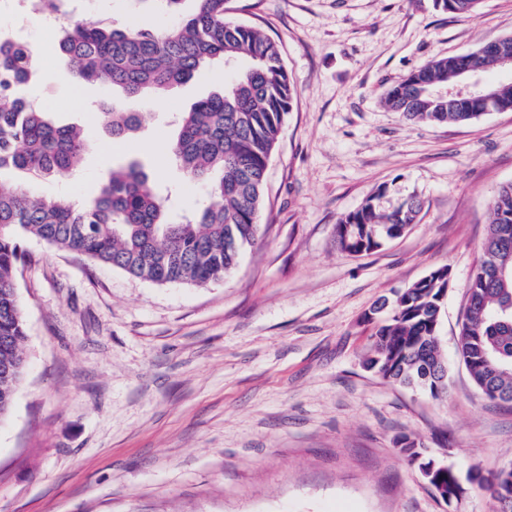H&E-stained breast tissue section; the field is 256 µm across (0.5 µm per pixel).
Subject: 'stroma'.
<instances>
[{
    "label": "stroma",
    "mask_w": 512,
    "mask_h": 512,
    "mask_svg": "<svg viewBox=\"0 0 512 512\" xmlns=\"http://www.w3.org/2000/svg\"><path fill=\"white\" fill-rule=\"evenodd\" d=\"M227 19L275 39L295 97L268 166L261 236L204 286L155 284L27 238L16 289L27 369L0 420V512H501L466 483L447 504L400 442L459 477L512 466V406L489 400L457 354L467 286L488 212L512 180V112L421 124L387 108L389 89L428 62L512 35V0L475 14L432 0H228ZM91 16L156 28L174 18L134 0ZM10 36L38 53L28 99L91 142L81 167L40 195L91 197L111 167L141 161L178 190L206 184L164 146L174 119L224 88V69L145 97L134 141L113 140L96 107L111 85L76 81L52 30L14 7ZM423 203L415 224L370 254L341 251L336 227L379 185ZM445 267L435 398L364 366L374 306Z\"/></svg>",
    "instance_id": "35a3bbf8"
}]
</instances>
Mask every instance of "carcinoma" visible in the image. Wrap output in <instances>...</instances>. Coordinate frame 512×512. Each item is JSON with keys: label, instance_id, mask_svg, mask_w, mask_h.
<instances>
[{"label": "carcinoma", "instance_id": "carcinoma-1", "mask_svg": "<svg viewBox=\"0 0 512 512\" xmlns=\"http://www.w3.org/2000/svg\"><path fill=\"white\" fill-rule=\"evenodd\" d=\"M193 8L172 26L113 27L72 20L57 36L59 50L79 81H107L130 101L162 96L171 87L221 63L232 72L224 90L179 113L178 133L167 150L189 176L208 183L205 201L181 224L168 220L166 199L137 161L112 168L93 198L74 203L34 196L0 182V417L13 405L25 369L26 325L15 285L23 259L20 242L35 237L48 246L83 254L98 264L158 284L206 285L224 278L242 249L259 239L266 172L294 86L278 44L258 29L226 18L228 0H191ZM482 0H433L434 8L475 13ZM25 44L0 35V170L49 180L81 163L88 143L77 126H59L20 97L37 76ZM455 57L433 60L386 96V105L410 121L466 123L479 112L448 108L433 95L455 82ZM112 138L130 139L146 115L116 101L98 112ZM383 184L336 228L341 250L381 249L415 223L421 203L409 197L386 209ZM439 281L424 277L395 300L376 332L366 367L381 377L415 386L438 398L448 368L439 346ZM457 352L471 380L488 398L512 405V181L492 202L483 257L472 275ZM444 491L455 475L425 473ZM468 480L501 501L512 498V472L488 478L478 469Z\"/></svg>", "mask_w": 512, "mask_h": 512}]
</instances>
